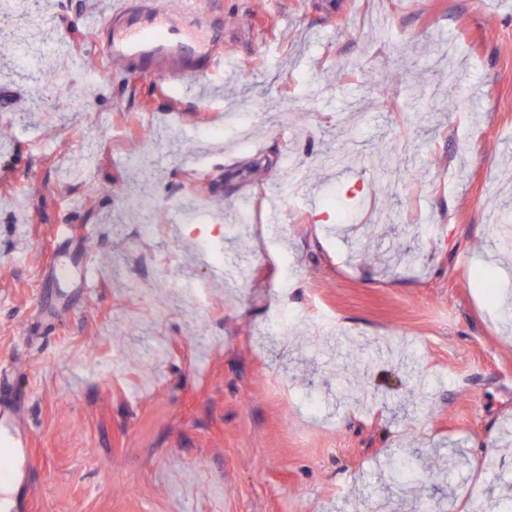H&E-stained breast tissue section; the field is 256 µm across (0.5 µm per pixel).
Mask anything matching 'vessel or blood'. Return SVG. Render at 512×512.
Masks as SVG:
<instances>
[{"instance_id":"obj_1","label":"vessel or blood","mask_w":512,"mask_h":512,"mask_svg":"<svg viewBox=\"0 0 512 512\" xmlns=\"http://www.w3.org/2000/svg\"><path fill=\"white\" fill-rule=\"evenodd\" d=\"M197 0H105L91 31L108 33L97 55L108 71L136 67L141 76L203 85L223 71L224 53L206 42ZM30 439L15 412L0 407V512H25Z\"/></svg>"}]
</instances>
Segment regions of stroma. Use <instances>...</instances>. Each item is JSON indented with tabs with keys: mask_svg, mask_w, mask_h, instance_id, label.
Segmentation results:
<instances>
[{
	"mask_svg": "<svg viewBox=\"0 0 512 512\" xmlns=\"http://www.w3.org/2000/svg\"><path fill=\"white\" fill-rule=\"evenodd\" d=\"M99 2L0 12V42L21 28L96 72L77 17ZM198 3L240 66L193 95L0 61V406L32 435L27 512H493L512 499V321L485 294L512 290V0ZM451 73L476 108L449 109ZM388 143L423 181L380 185ZM291 161L308 195L280 193ZM189 196L202 221H173ZM88 258L94 286L50 300L49 264ZM282 311L296 326L270 331ZM398 455L450 477L395 483Z\"/></svg>",
	"mask_w": 512,
	"mask_h": 512,
	"instance_id": "obj_1",
	"label": "stroma"
}]
</instances>
